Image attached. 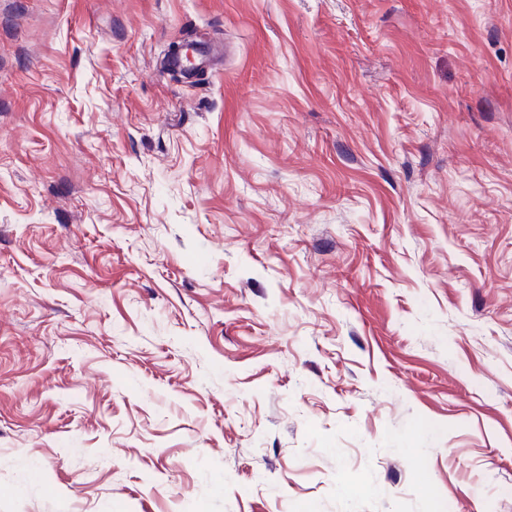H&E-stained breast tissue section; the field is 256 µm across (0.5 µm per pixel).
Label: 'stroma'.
Listing matches in <instances>:
<instances>
[{
    "instance_id": "1",
    "label": "stroma",
    "mask_w": 512,
    "mask_h": 512,
    "mask_svg": "<svg viewBox=\"0 0 512 512\" xmlns=\"http://www.w3.org/2000/svg\"><path fill=\"white\" fill-rule=\"evenodd\" d=\"M0 512H512V0H0Z\"/></svg>"
}]
</instances>
